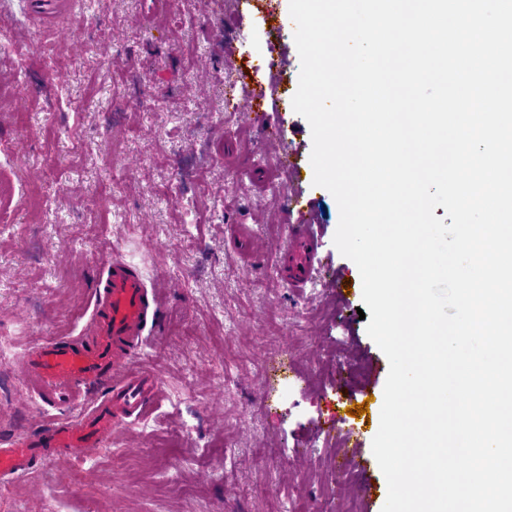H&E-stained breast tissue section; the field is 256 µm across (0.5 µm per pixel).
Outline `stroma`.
Here are the masks:
<instances>
[{"label": "stroma", "instance_id": "obj_1", "mask_svg": "<svg viewBox=\"0 0 512 512\" xmlns=\"http://www.w3.org/2000/svg\"><path fill=\"white\" fill-rule=\"evenodd\" d=\"M150 2L84 0L47 23L33 52L35 0H0V388L14 394L0 402V440L51 421L18 359L89 332L113 260L156 297L130 369L161 388L146 423L0 488V512H367L359 472L337 471L324 429L347 395L368 404L373 440L388 360L357 314L361 292L342 312L325 270L300 292L286 280L298 191L322 255L359 280L333 243L338 205L313 184L298 82L270 65L300 63L293 27L278 36L261 19L268 8L288 17L289 0ZM231 90L262 92L266 124L285 137L227 118ZM286 152L300 179L277 167ZM236 224L255 232L250 256L231 238Z\"/></svg>", "mask_w": 512, "mask_h": 512}]
</instances>
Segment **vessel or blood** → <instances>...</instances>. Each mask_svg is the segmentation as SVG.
Segmentation results:
<instances>
[{"instance_id": "b4317fda", "label": "vessel or blood", "mask_w": 512, "mask_h": 512, "mask_svg": "<svg viewBox=\"0 0 512 512\" xmlns=\"http://www.w3.org/2000/svg\"><path fill=\"white\" fill-rule=\"evenodd\" d=\"M314 225L311 212L299 211L289 241L288 279L295 288L305 287L310 270L322 262ZM152 311L148 288L136 268L110 263L93 294L92 334L42 342L20 356L24 377L34 381V396L52 409L76 405L80 411L34 435L1 441V481L25 474L48 453L73 461L100 447L116 427L148 420L160 399L158 385L152 379L124 374L123 369L144 346ZM104 384L109 392L98 402L82 406L84 391ZM361 437L355 428L344 432L342 457L354 470L362 467Z\"/></svg>"}]
</instances>
